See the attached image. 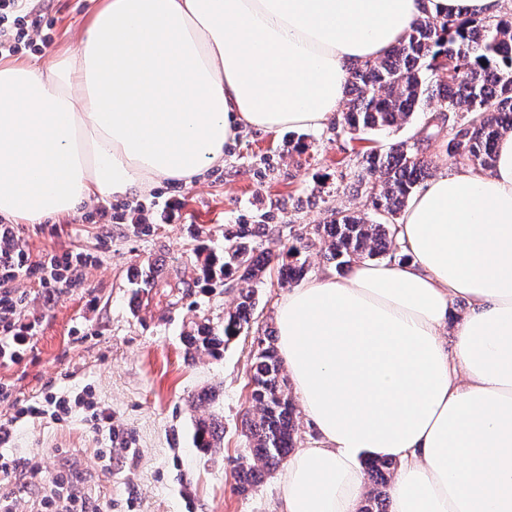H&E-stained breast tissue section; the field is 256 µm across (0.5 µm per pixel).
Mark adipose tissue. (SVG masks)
Masks as SVG:
<instances>
[{
	"instance_id": "obj_1",
	"label": "adipose tissue",
	"mask_w": 512,
	"mask_h": 512,
	"mask_svg": "<svg viewBox=\"0 0 512 512\" xmlns=\"http://www.w3.org/2000/svg\"><path fill=\"white\" fill-rule=\"evenodd\" d=\"M504 2L99 0L76 47L0 62V217L38 224L200 181L244 127H322L349 64L421 10L494 18ZM398 241L405 260L327 270L276 307L318 434L279 474L280 512H358L369 459L398 464L389 512H512V132L490 170L414 193Z\"/></svg>"
}]
</instances>
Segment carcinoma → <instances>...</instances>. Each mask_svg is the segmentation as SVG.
Instances as JSON below:
<instances>
[{"mask_svg": "<svg viewBox=\"0 0 512 512\" xmlns=\"http://www.w3.org/2000/svg\"><path fill=\"white\" fill-rule=\"evenodd\" d=\"M341 113V130L349 134L386 131L407 123L415 112L435 101L425 113L423 129L443 124L454 131L448 157L456 163L489 170L497 138L512 130V15L494 19L470 15L431 20L427 11L413 22L406 36L383 56L367 60L350 73ZM430 164L418 142L399 141L385 149L370 148L361 159L368 179L358 180L364 206L378 219L368 222L346 210L331 212L323 229L302 231L280 254L259 249L270 237L267 224H237L224 233V257L219 273L240 285L234 309L224 312V325H191L183 336L186 348L216 356L249 329L256 309V286L272 262L280 265L281 283H296L307 273L301 255L316 241L324 242V258L337 266L371 259L398 249L396 216L430 176ZM252 411L242 420L254 462L241 463L234 473L241 491L296 447V407L285 391L282 362L269 336L257 339L253 349ZM223 429L218 418L196 424L197 447H220ZM371 490L360 512H386L387 487L395 469L391 460L366 462Z\"/></svg>", "mask_w": 512, "mask_h": 512, "instance_id": "1", "label": "carcinoma"}]
</instances>
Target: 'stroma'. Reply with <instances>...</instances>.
<instances>
[{"label":"stroma","instance_id":"35a3bbf8","mask_svg":"<svg viewBox=\"0 0 512 512\" xmlns=\"http://www.w3.org/2000/svg\"><path fill=\"white\" fill-rule=\"evenodd\" d=\"M95 0H28L51 38L42 51H23L41 64L75 46ZM422 119L401 127L351 136L335 122L307 130L244 129L224 150V165L194 185L155 187L140 202L107 200L124 210V224H94L85 211L41 224L16 222L20 245L40 259L50 252H84L94 258L82 283L48 293L26 277L14 285L27 294L20 317L34 331L17 363L0 362V385L21 400L43 392L91 388L114 425L131 444L93 431L82 410L64 421H25L10 452L29 458L31 468L0 493L14 497L16 512H41L54 480L66 475L76 496L108 512H275L281 497L276 472L247 491L235 488L233 472L250 460L241 420L251 408L253 341L273 334L275 309L286 286L270 265L257 287L250 328L221 356H189L183 331L195 321L222 325L238 294L236 284L206 281V256L224 254V232L233 224H271L277 232L264 248L279 253L300 229L329 222L336 209L359 211L355 179L363 152L396 140L423 139ZM438 174L455 170L447 151L448 131L423 139ZM151 224H131L140 207ZM210 398L201 405L192 399ZM215 415L224 433L220 448L205 453L193 443L198 417ZM112 450L104 473L99 451Z\"/></svg>","mask_w":512,"mask_h":512}]
</instances>
